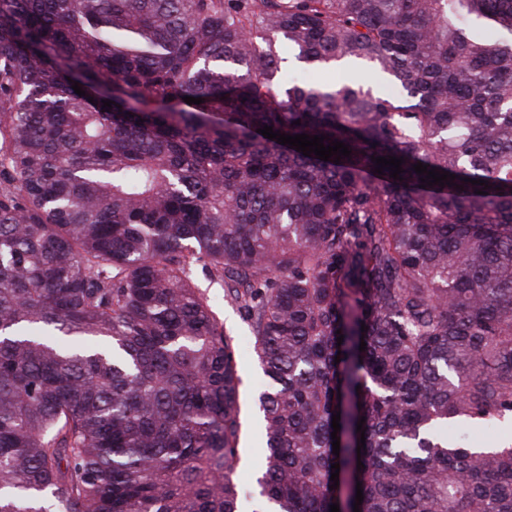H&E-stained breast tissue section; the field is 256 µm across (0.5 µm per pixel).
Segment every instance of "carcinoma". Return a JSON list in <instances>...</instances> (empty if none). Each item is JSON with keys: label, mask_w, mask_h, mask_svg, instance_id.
Masks as SVG:
<instances>
[{"label": "carcinoma", "mask_w": 512, "mask_h": 512, "mask_svg": "<svg viewBox=\"0 0 512 512\" xmlns=\"http://www.w3.org/2000/svg\"><path fill=\"white\" fill-rule=\"evenodd\" d=\"M197 264L268 378L270 512H512V442L440 433L512 416V0H0V512H241ZM281 57L285 58L283 66L287 72V76L291 79L307 82H324L332 81L336 78V69L325 68L323 70L314 71L307 67L303 62H297L293 56L288 57V53L281 52ZM294 58V59H293Z\"/></svg>", "instance_id": "1"}]
</instances>
